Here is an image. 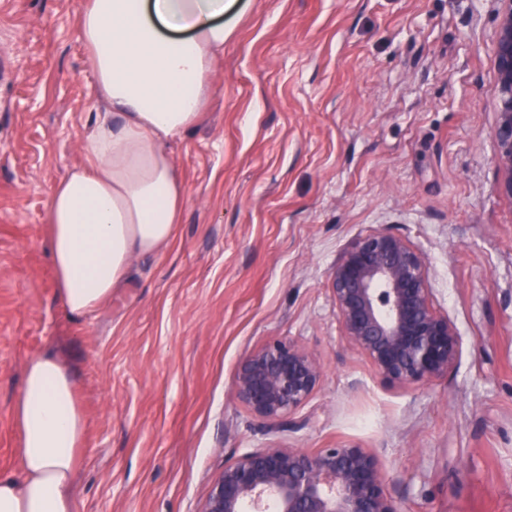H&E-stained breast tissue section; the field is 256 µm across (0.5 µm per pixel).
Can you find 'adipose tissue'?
Here are the masks:
<instances>
[{
  "label": "adipose tissue",
  "instance_id": "adipose-tissue-1",
  "mask_svg": "<svg viewBox=\"0 0 512 512\" xmlns=\"http://www.w3.org/2000/svg\"><path fill=\"white\" fill-rule=\"evenodd\" d=\"M224 0H88L80 18L105 110L83 165L51 189L57 295L84 318L111 298L135 258L172 243L186 199L166 144L194 127L224 54ZM19 475L0 474V512H73L86 418L51 352L32 358L13 408Z\"/></svg>",
  "mask_w": 512,
  "mask_h": 512
}]
</instances>
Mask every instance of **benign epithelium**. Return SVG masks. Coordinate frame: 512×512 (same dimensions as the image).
<instances>
[{"instance_id":"1","label":"benign epithelium","mask_w":512,"mask_h":512,"mask_svg":"<svg viewBox=\"0 0 512 512\" xmlns=\"http://www.w3.org/2000/svg\"><path fill=\"white\" fill-rule=\"evenodd\" d=\"M495 191L512 202V0H496ZM346 341L391 385L443 378L461 350L454 322L431 300L425 258L406 238L376 231L356 237L330 274ZM324 372L296 338H273L243 356L234 398L260 423L298 429L297 411ZM200 512H404L375 453L357 444L314 452L269 444L243 453L212 480Z\"/></svg>"}]
</instances>
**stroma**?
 Segmentation results:
<instances>
[{"label": "stroma", "mask_w": 512, "mask_h": 512, "mask_svg": "<svg viewBox=\"0 0 512 512\" xmlns=\"http://www.w3.org/2000/svg\"><path fill=\"white\" fill-rule=\"evenodd\" d=\"M86 0H0V473L27 363L69 365L86 417L73 512H199L225 463L277 443L372 450L404 512H512V202L493 190L496 0H228L200 122L167 144L187 195L164 252L90 317L55 291L47 200L104 106ZM424 254L462 336L447 377L387 384L343 338L340 252ZM293 337L324 363L276 432L232 397Z\"/></svg>", "instance_id": "35a3bbf8"}]
</instances>
